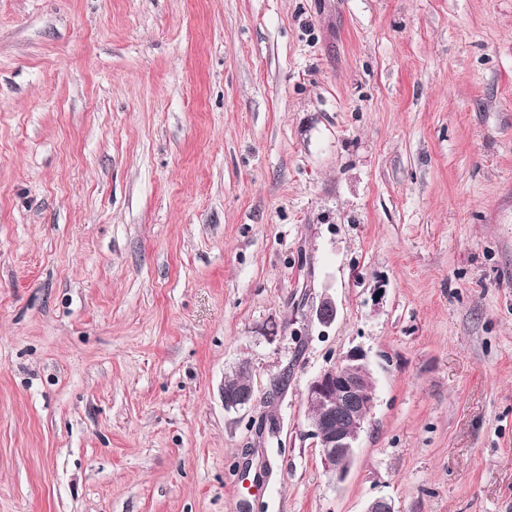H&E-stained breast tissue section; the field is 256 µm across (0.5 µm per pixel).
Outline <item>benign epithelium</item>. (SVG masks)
<instances>
[{
  "instance_id": "7a95c632",
  "label": "benign epithelium",
  "mask_w": 512,
  "mask_h": 512,
  "mask_svg": "<svg viewBox=\"0 0 512 512\" xmlns=\"http://www.w3.org/2000/svg\"><path fill=\"white\" fill-rule=\"evenodd\" d=\"M317 321L329 326L337 316L332 297L323 296L314 309ZM235 383L224 385V408L245 409L254 403L251 367L241 363L235 368ZM375 399V384L366 354L350 349L333 364L321 369L308 383L304 402L307 406V435L319 448L326 473L337 482L344 481L353 464L358 438L368 421Z\"/></svg>"
}]
</instances>
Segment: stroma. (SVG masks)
Instances as JSON below:
<instances>
[{
    "mask_svg": "<svg viewBox=\"0 0 512 512\" xmlns=\"http://www.w3.org/2000/svg\"><path fill=\"white\" fill-rule=\"evenodd\" d=\"M381 496L512 512V0H0V512ZM374 399L369 362L357 347L321 369L307 385V435L319 448L326 473L336 482H343L350 472ZM234 371L235 383L224 384V408L227 410L245 409L254 403L250 365L241 363Z\"/></svg>",
    "mask_w": 512,
    "mask_h": 512,
    "instance_id": "stroma-1",
    "label": "stroma"
}]
</instances>
